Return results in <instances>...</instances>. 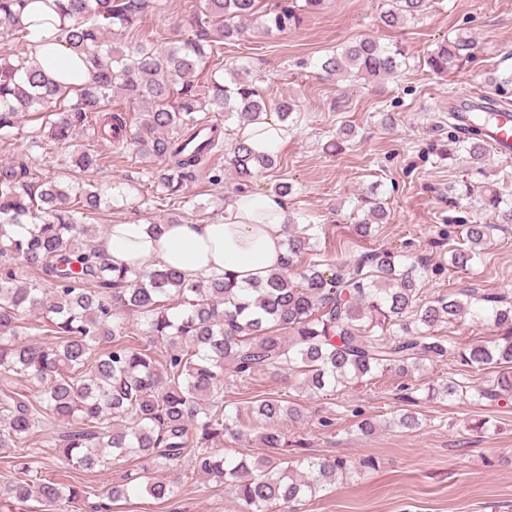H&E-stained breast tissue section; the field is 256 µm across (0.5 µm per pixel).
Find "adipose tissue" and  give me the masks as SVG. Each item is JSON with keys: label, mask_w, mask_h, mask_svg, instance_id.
Instances as JSON below:
<instances>
[{"label": "adipose tissue", "mask_w": 512, "mask_h": 512, "mask_svg": "<svg viewBox=\"0 0 512 512\" xmlns=\"http://www.w3.org/2000/svg\"><path fill=\"white\" fill-rule=\"evenodd\" d=\"M23 22L34 64L50 71L71 58L69 46L55 39V25L36 24L29 9ZM287 218L277 196L247 193L228 202L223 217L203 224H165L157 234L139 222L112 225L108 252L116 266H170L196 280L226 272L243 285L278 265L285 251Z\"/></svg>", "instance_id": "obj_1"}]
</instances>
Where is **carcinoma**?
Masks as SVG:
<instances>
[{
    "label": "carcinoma",
    "mask_w": 512,
    "mask_h": 512,
    "mask_svg": "<svg viewBox=\"0 0 512 512\" xmlns=\"http://www.w3.org/2000/svg\"><path fill=\"white\" fill-rule=\"evenodd\" d=\"M36 0H0V34L22 41L16 53L0 51V138L26 112L57 104L48 129H38L65 146L98 118L97 133L117 149L161 161L151 178L167 195L181 191L212 153L224 151L235 194L254 193L255 177L276 167V151L255 153L237 137L226 141L224 127L204 128L201 112L224 113V121L245 126L276 112L288 124L299 111L294 98L270 105L244 65L209 79L199 90L196 72L225 41L245 33V23L283 33L301 16L324 8L325 0H199L194 37L159 48L143 40L118 44L114 37L138 27L149 0H53L68 23L58 41L87 67L89 80L69 85L29 61L23 11ZM425 0H393L383 15L388 27L423 10ZM473 41L460 32L437 43L428 57L446 74L471 57ZM405 62L398 47L373 38L354 41L313 66L328 79L357 75L392 78ZM492 91L467 135L453 141L456 155L471 167L485 165L488 145L482 123L493 111L512 105V73L489 80ZM116 93L146 104L134 122L107 110ZM34 162L20 153L0 165V371L35 385L40 401L0 394V448H38L45 431L59 427L55 448L76 469L93 471L114 461L139 460L102 497L114 502L145 493L165 502L175 487L149 468L207 475L233 490L241 512H296L350 472L342 457H302L284 462L288 440L275 427L283 419L302 420L298 403L263 397L242 407L226 398L224 370L249 382L262 371L296 373L308 393L319 394L358 383L378 373L408 377L458 356L475 372L496 371L484 387L453 377L427 387L429 400L471 396L480 401L512 395V299L459 288L422 300L424 262L403 251L383 249L349 264L319 259L317 225L303 214L288 215L287 249L266 282L240 287L229 275L192 280L171 269L146 271L115 267L97 230L84 223L100 209L96 185H70L55 175L33 177ZM481 210L491 223L464 228L463 243L451 250L450 265L465 270L481 256L490 224H512V201L491 191ZM379 200L365 201L353 224L360 238L384 223ZM36 269L43 283L28 282ZM39 313L48 341L29 338L23 320ZM492 327L499 336L460 351L438 335L465 317ZM143 325L141 344L134 326ZM257 423L259 443L273 454L260 458L217 452L209 445L225 436L241 440L242 416ZM392 424L420 427L416 412H400ZM28 467L0 495V512L35 501L69 507L90 494L84 486L54 479L31 482Z\"/></svg>",
    "instance_id": "cac0c4a2"
}]
</instances>
